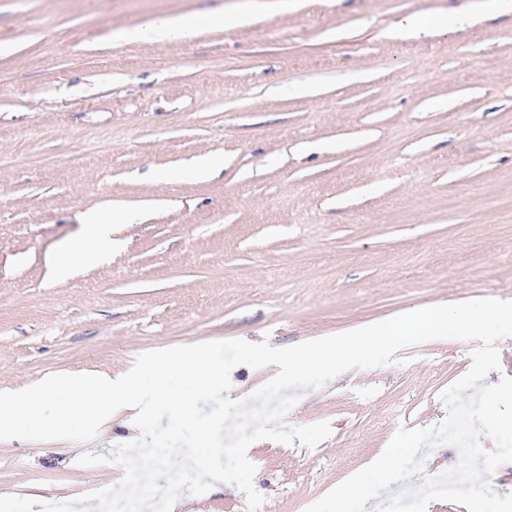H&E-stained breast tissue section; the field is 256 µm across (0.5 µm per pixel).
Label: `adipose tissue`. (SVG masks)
Masks as SVG:
<instances>
[{
  "mask_svg": "<svg viewBox=\"0 0 512 512\" xmlns=\"http://www.w3.org/2000/svg\"><path fill=\"white\" fill-rule=\"evenodd\" d=\"M259 0L232 7L212 14L189 17L185 15L154 14L130 20L112 35L113 42L128 40L158 42L191 38L200 28L216 26L233 30L245 24L251 13L259 8ZM127 210L116 209L99 215L96 220L83 223L79 238L65 242L52 258L55 277H67L76 264H97L108 259L112 251L107 244L111 240L114 224L129 220Z\"/></svg>",
  "mask_w": 512,
  "mask_h": 512,
  "instance_id": "obj_1",
  "label": "adipose tissue"
}]
</instances>
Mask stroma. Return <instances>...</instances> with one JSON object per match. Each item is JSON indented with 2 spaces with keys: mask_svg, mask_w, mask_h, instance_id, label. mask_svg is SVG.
Here are the masks:
<instances>
[{
  "mask_svg": "<svg viewBox=\"0 0 512 512\" xmlns=\"http://www.w3.org/2000/svg\"><path fill=\"white\" fill-rule=\"evenodd\" d=\"M241 2L0 0V42L15 46L0 55V391L117 375L176 345L286 347L431 305L512 300V10L267 0L232 31L112 40L137 15ZM441 13L466 21L442 33L428 23ZM406 20L417 31L397 36ZM212 153L213 176L185 175ZM113 207L139 214L113 225L119 252L54 278L59 246ZM473 348L425 341L305 392L284 424L327 420L333 433L311 449L252 444L254 512H304L398 429L439 423V394ZM133 416L116 411L88 441H0V496L117 484L119 466L78 460L137 438ZM172 512L253 511L220 483Z\"/></svg>",
  "mask_w": 512,
  "mask_h": 512,
  "instance_id": "obj_1",
  "label": "stroma"
}]
</instances>
